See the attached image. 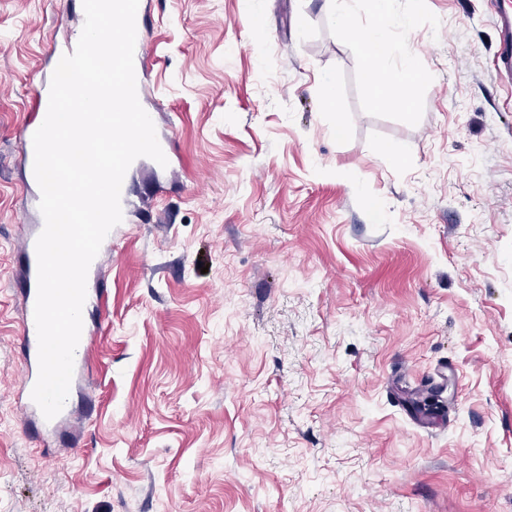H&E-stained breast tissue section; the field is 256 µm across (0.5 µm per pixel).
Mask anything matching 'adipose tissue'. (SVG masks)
<instances>
[{
  "label": "adipose tissue",
  "instance_id": "ef3b65f1",
  "mask_svg": "<svg viewBox=\"0 0 512 512\" xmlns=\"http://www.w3.org/2000/svg\"><path fill=\"white\" fill-rule=\"evenodd\" d=\"M339 33L342 39L358 49L367 51L374 58L379 77L373 82V89L382 94L394 88L404 93L409 92L414 81L411 67L407 64L399 67L389 64V43L381 29L358 30L344 24L341 25Z\"/></svg>",
  "mask_w": 512,
  "mask_h": 512
}]
</instances>
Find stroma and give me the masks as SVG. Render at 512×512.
Here are the masks:
<instances>
[{
  "label": "stroma",
  "mask_w": 512,
  "mask_h": 512,
  "mask_svg": "<svg viewBox=\"0 0 512 512\" xmlns=\"http://www.w3.org/2000/svg\"><path fill=\"white\" fill-rule=\"evenodd\" d=\"M129 216L71 419L25 420L20 150L79 0H0V512H512V0H139ZM339 33L342 39L356 48L367 50L365 52L376 61V65L373 68H378L376 71L379 73V78L374 82L368 80L370 82L368 84L373 89L380 94H386L391 89L398 87L401 90L402 96L407 97V93L414 81L411 67L409 64H403L401 67L388 64L390 55L389 43L380 28L358 30L346 23H342Z\"/></svg>",
  "instance_id": "35a3bbf8"
}]
</instances>
